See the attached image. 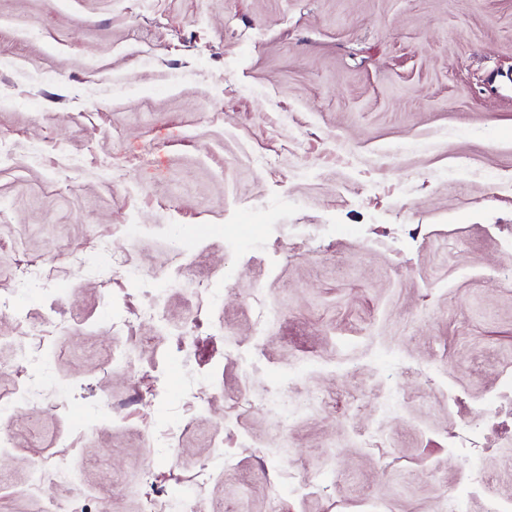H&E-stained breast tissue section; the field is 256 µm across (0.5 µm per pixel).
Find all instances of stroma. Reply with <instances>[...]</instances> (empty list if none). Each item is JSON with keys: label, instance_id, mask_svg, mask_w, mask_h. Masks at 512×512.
<instances>
[{"label": "stroma", "instance_id": "stroma-1", "mask_svg": "<svg viewBox=\"0 0 512 512\" xmlns=\"http://www.w3.org/2000/svg\"><path fill=\"white\" fill-rule=\"evenodd\" d=\"M0 53V295L43 313L29 259L68 286L45 369L0 313V512H142L192 477L202 512H512V427L448 448L512 379V0H0ZM105 239L141 285L75 277ZM177 244L218 300L113 333ZM50 270L40 266L38 262H31L29 268L16 282L17 292H30L39 288L40 280L49 274ZM452 438L456 448H467L470 455H481L485 449V438H481L480 427L474 421H463Z\"/></svg>", "mask_w": 512, "mask_h": 512}]
</instances>
